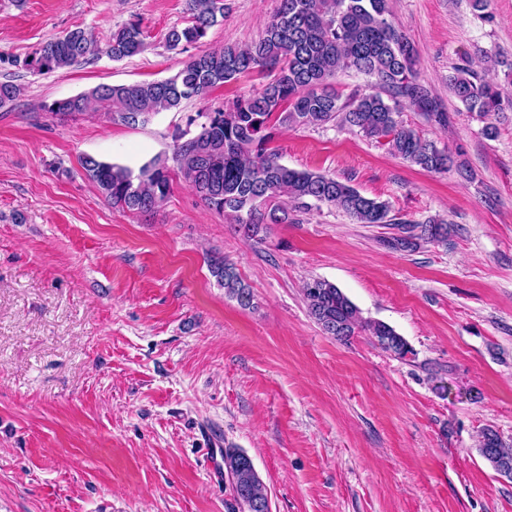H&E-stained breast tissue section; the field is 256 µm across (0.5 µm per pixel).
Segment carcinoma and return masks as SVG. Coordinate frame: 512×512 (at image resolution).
<instances>
[{
	"instance_id": "obj_1",
	"label": "carcinoma",
	"mask_w": 512,
	"mask_h": 512,
	"mask_svg": "<svg viewBox=\"0 0 512 512\" xmlns=\"http://www.w3.org/2000/svg\"><path fill=\"white\" fill-rule=\"evenodd\" d=\"M229 9L226 0H186L188 19L167 32V48L186 52ZM92 47V36L76 28L39 44L25 58L24 67L33 75L63 70L85 60ZM143 48L138 23L117 28L105 43V53L117 61ZM415 65L414 47L392 19L389 0H280L263 35L246 47L202 51L188 56L165 80L101 84L86 94L45 103L42 109L56 117H75L95 102L113 123L145 125L155 114L177 110L217 85L265 72L269 80L260 90L204 113V122L193 136L175 137L174 166L157 157L135 172L85 156L80 164L86 177L112 207L147 217L166 200L174 167L205 206L232 215L237 231L247 240L261 241L269 225L288 223L290 207L308 210L326 204L341 209L357 224L392 226L395 233L383 238V245L412 252L424 244L448 243L451 226L435 219L394 222L387 202L365 196L332 176L289 168L280 163L269 143L278 126L319 128L332 123L363 134L425 171L440 173L454 166L460 175L467 174L464 164L455 163L446 150L424 140L401 119L404 102L431 125L449 123L442 100L420 83ZM343 70L373 78L379 91L342 98L332 80ZM448 90L467 111L483 117L505 110L500 87L482 78L468 62L451 67ZM20 94L19 85L0 82V107L14 103ZM208 267L225 294L250 305L251 288L232 263L211 256ZM303 295L310 316L325 334L347 341L364 333L399 359L414 354L393 327L364 318L336 285L312 278L304 283ZM479 452L496 472L512 476V446L495 430L483 431ZM224 468L231 473L230 512H244L242 499L268 502L266 488L245 452L224 449Z\"/></svg>"
}]
</instances>
